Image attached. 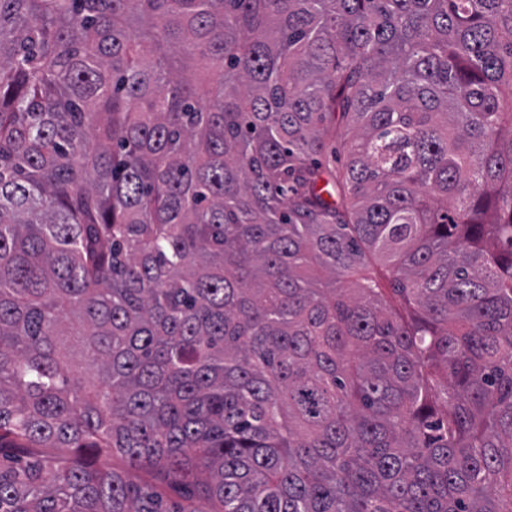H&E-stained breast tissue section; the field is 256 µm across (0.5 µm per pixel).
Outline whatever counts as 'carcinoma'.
<instances>
[{"label":"carcinoma","instance_id":"carcinoma-1","mask_svg":"<svg viewBox=\"0 0 512 512\" xmlns=\"http://www.w3.org/2000/svg\"><path fill=\"white\" fill-rule=\"evenodd\" d=\"M5 446L0 512H512V0H0Z\"/></svg>","mask_w":512,"mask_h":512}]
</instances>
